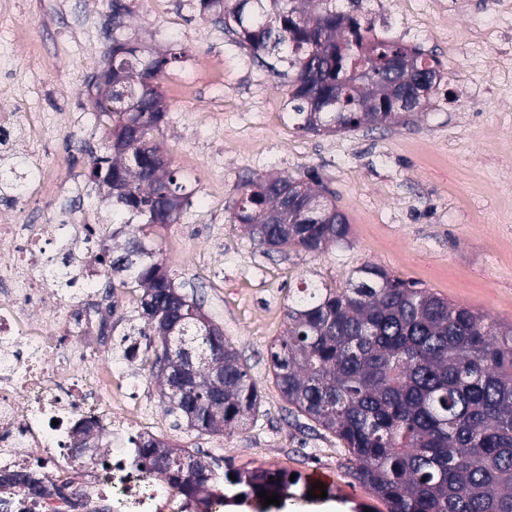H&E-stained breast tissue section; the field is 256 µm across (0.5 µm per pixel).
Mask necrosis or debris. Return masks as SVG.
Listing matches in <instances>:
<instances>
[{
	"mask_svg": "<svg viewBox=\"0 0 512 512\" xmlns=\"http://www.w3.org/2000/svg\"><path fill=\"white\" fill-rule=\"evenodd\" d=\"M36 120L0 111V151L39 136ZM103 227L90 212L36 224L27 205L0 211V474H30L44 492L0 481V512H187L181 493L135 463L142 422L130 369L96 365L112 337L111 294L88 255ZM107 437V463L80 465L82 431Z\"/></svg>",
	"mask_w": 512,
	"mask_h": 512,
	"instance_id": "necrosis-or-debris-1",
	"label": "necrosis or debris"
}]
</instances>
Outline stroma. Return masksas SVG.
Wrapping results in <instances>:
<instances>
[{"label": "stroma", "instance_id": "stroma-1", "mask_svg": "<svg viewBox=\"0 0 512 512\" xmlns=\"http://www.w3.org/2000/svg\"><path fill=\"white\" fill-rule=\"evenodd\" d=\"M130 13L112 26L110 0H10L0 12V82L15 94L0 110L39 113L44 138L30 152L53 166L36 182L25 156L0 155V195L26 203L39 223L63 219L44 209L61 184L79 176L81 205L112 224L100 249L115 255L126 219L90 179L89 154H102L95 129L86 157L74 158L57 123L84 122L88 83L104 66L113 38L143 54L173 53L159 84L166 114L154 137L186 186L176 221L150 230L180 292L218 326L256 382L261 405L246 428L213 435L166 411L148 363H139L146 424L158 439L242 471L326 474L327 496L297 498L288 512H350V504L387 512L349 473L347 451L331 432L283 398L269 350L287 328L285 311L302 283L344 285L374 263L419 287L512 324V0H362L361 13L386 20L385 35L435 56L444 78L430 103L388 127L336 133L298 129L288 112L287 79L254 61L199 0H124ZM195 81L191 95L173 84ZM314 172L349 219L350 240L316 255L267 250L232 223L238 188L263 177ZM188 229L195 248L168 250Z\"/></svg>", "mask_w": 512, "mask_h": 512}]
</instances>
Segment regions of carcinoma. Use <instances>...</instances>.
I'll use <instances>...</instances> for the list:
<instances>
[{"mask_svg":"<svg viewBox=\"0 0 512 512\" xmlns=\"http://www.w3.org/2000/svg\"><path fill=\"white\" fill-rule=\"evenodd\" d=\"M303 13L297 0H200L206 12L247 47L253 59L288 78V112L299 128L314 133L385 126L409 116L393 98L395 69L409 84L426 80L421 110L442 81L441 62L384 37L363 44L359 13L318 0ZM170 58L139 56L138 47L112 39V78L131 90L143 79L166 74ZM364 72L365 87L351 77ZM120 98L96 108L120 131L112 147L90 159L91 179L112 174V205L128 218L121 254L108 268L120 285L142 289L141 331L159 346L152 368L172 352L188 361L196 385L166 390L167 413L206 433L246 426L261 395L229 343L216 351L193 300L170 305L174 282L148 246L144 229L161 223L186 187L162 164L154 131L164 117L155 88L141 94L131 112ZM319 177L264 178L244 183L233 222L277 252L317 254L350 233L347 216L315 190ZM320 200L335 220L322 222L310 209ZM288 306V327L270 348L277 386L288 404L346 448L350 473L387 506V512H512V325L498 326L482 314L448 302L385 268L358 267L340 288L304 286ZM174 325L171 339L161 330ZM224 362V395L213 401L211 365ZM136 464L163 476L189 498L201 501L218 487L258 499L265 490L286 502L301 476L258 469L241 472L174 449L146 436L134 440ZM194 459L189 475L182 460Z\"/></svg>","mask_w":512,"mask_h":512,"instance_id":"1","label":"carcinoma"}]
</instances>
